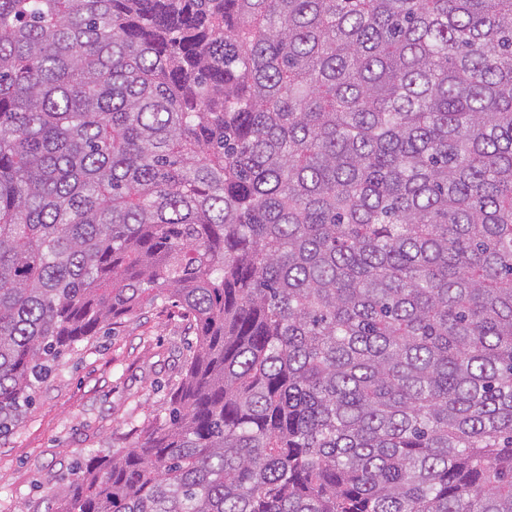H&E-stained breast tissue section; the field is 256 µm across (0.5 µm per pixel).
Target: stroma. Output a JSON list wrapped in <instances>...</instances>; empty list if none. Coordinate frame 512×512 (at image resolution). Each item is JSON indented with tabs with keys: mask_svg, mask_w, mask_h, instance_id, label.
<instances>
[{
	"mask_svg": "<svg viewBox=\"0 0 512 512\" xmlns=\"http://www.w3.org/2000/svg\"><path fill=\"white\" fill-rule=\"evenodd\" d=\"M183 324L151 308L67 354L32 410L0 438V512H46L70 469L134 444L182 373Z\"/></svg>",
	"mask_w": 512,
	"mask_h": 512,
	"instance_id": "stroma-1",
	"label": "stroma"
}]
</instances>
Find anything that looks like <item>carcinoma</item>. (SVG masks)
<instances>
[{"label": "carcinoma", "mask_w": 512, "mask_h": 512, "mask_svg": "<svg viewBox=\"0 0 512 512\" xmlns=\"http://www.w3.org/2000/svg\"><path fill=\"white\" fill-rule=\"evenodd\" d=\"M148 307L48 512H512V0H0V437Z\"/></svg>", "instance_id": "1"}]
</instances>
